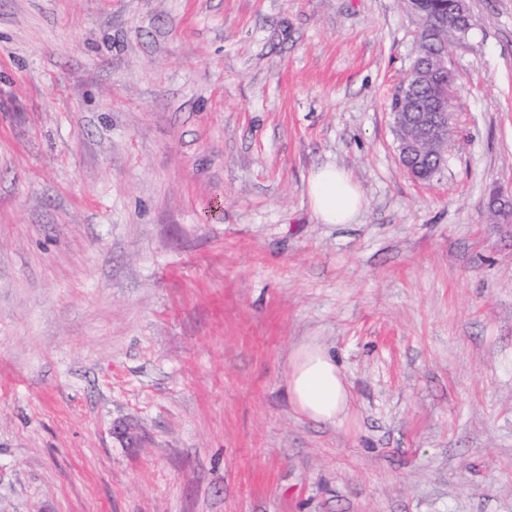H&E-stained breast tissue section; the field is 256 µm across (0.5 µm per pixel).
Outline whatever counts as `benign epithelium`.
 I'll return each instance as SVG.
<instances>
[{"mask_svg":"<svg viewBox=\"0 0 512 512\" xmlns=\"http://www.w3.org/2000/svg\"><path fill=\"white\" fill-rule=\"evenodd\" d=\"M448 48L440 44L426 58L413 64L396 92L403 108L393 113L398 136L399 161L429 152L434 158L448 163V134L451 115L445 108L447 94H438L428 101L421 100L424 87H443L451 80L447 66Z\"/></svg>","mask_w":512,"mask_h":512,"instance_id":"7a95c632","label":"benign epithelium"}]
</instances>
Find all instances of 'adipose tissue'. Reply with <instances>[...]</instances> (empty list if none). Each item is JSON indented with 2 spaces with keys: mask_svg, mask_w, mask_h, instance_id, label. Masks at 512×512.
Wrapping results in <instances>:
<instances>
[{
  "mask_svg": "<svg viewBox=\"0 0 512 512\" xmlns=\"http://www.w3.org/2000/svg\"><path fill=\"white\" fill-rule=\"evenodd\" d=\"M307 194L316 216L325 224L350 223L362 206L347 174L332 166L311 175ZM287 386L293 409L308 420L338 425L347 418L349 394L344 376L323 347L306 344L294 353Z\"/></svg>",
  "mask_w": 512,
  "mask_h": 512,
  "instance_id": "ef3b65f1",
  "label": "adipose tissue"
}]
</instances>
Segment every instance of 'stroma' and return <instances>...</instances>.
Segmentation results:
<instances>
[{"label":"stroma","instance_id":"stroma-1","mask_svg":"<svg viewBox=\"0 0 512 512\" xmlns=\"http://www.w3.org/2000/svg\"><path fill=\"white\" fill-rule=\"evenodd\" d=\"M468 5L418 182L405 0H0V512H512V0ZM420 55L426 57L413 64L406 78L398 85L395 95L400 99V109L395 112L396 102L392 95L390 110L393 114L394 124L400 130L398 136L399 161L407 173L418 182H426L418 174L414 173L411 166L404 164L409 157H421L425 152H430L434 158H443V166L448 163V134L450 132L452 110L448 93L438 94L432 100L422 101L431 95L430 89L423 87H443L446 89V80L452 81L448 71V48L441 44L434 48V41L421 39ZM434 48V50H433ZM422 90V91H421ZM421 92V95L419 93ZM445 99H448V109L445 108ZM415 109V112H411ZM436 159L424 156L419 161L411 160L410 164L418 166V169L429 179L435 177L437 167ZM307 194L318 219L324 224H347L362 206V198L347 174L336 167L316 170ZM287 386L293 409L308 420L338 425L347 418L349 394L344 376L323 347L306 344L294 353Z\"/></svg>","mask_w":512,"mask_h":512}]
</instances>
